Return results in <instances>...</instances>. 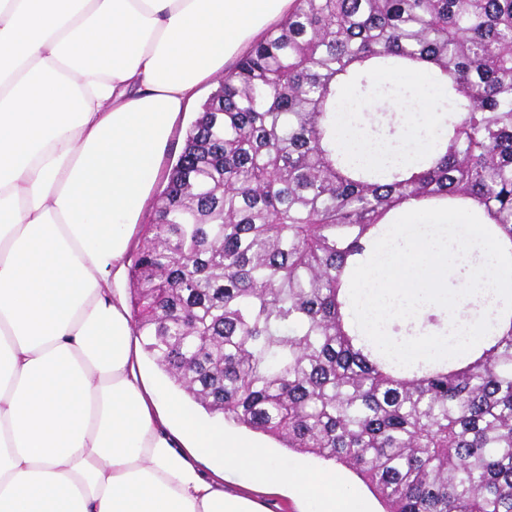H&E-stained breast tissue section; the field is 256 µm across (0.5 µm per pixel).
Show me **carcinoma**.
Wrapping results in <instances>:
<instances>
[{
    "label": "carcinoma",
    "instance_id": "obj_1",
    "mask_svg": "<svg viewBox=\"0 0 512 512\" xmlns=\"http://www.w3.org/2000/svg\"><path fill=\"white\" fill-rule=\"evenodd\" d=\"M427 64L430 151L336 142L343 86ZM132 256L144 351L209 413L352 471L384 512H512V317L474 361L400 367L347 327L389 214L472 204L512 241V0H294L202 105Z\"/></svg>",
    "mask_w": 512,
    "mask_h": 512
}]
</instances>
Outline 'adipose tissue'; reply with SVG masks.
<instances>
[{"label":"adipose tissue","instance_id":"ef3b65f1","mask_svg":"<svg viewBox=\"0 0 512 512\" xmlns=\"http://www.w3.org/2000/svg\"><path fill=\"white\" fill-rule=\"evenodd\" d=\"M292 2L0 0V512H365L161 401L114 293L178 115ZM229 491L251 496L263 504V508L271 512H301L303 503L288 491L281 496L265 495L257 484H252L248 478L237 479L235 483H225Z\"/></svg>","mask_w":512,"mask_h":512}]
</instances>
